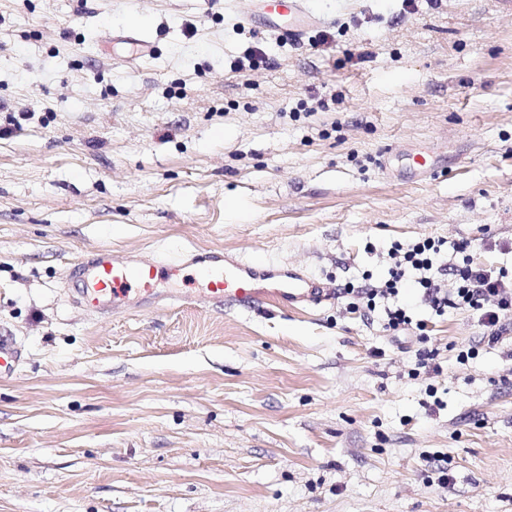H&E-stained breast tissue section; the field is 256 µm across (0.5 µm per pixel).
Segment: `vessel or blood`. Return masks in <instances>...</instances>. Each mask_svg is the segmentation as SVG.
Returning <instances> with one entry per match:
<instances>
[{
  "label": "vessel or blood",
  "instance_id": "vessel-or-blood-1",
  "mask_svg": "<svg viewBox=\"0 0 512 512\" xmlns=\"http://www.w3.org/2000/svg\"><path fill=\"white\" fill-rule=\"evenodd\" d=\"M257 7L266 20L267 33L288 41H303L320 23L307 0H257ZM117 39L131 46L136 57L149 58L155 53L154 42L137 29L123 30ZM192 265L199 268L202 298L206 301L218 299L241 307L265 302L297 307L319 304L329 294L328 288L302 274L285 272L263 261L214 254L202 258L182 254L174 259L144 263L101 248L76 258L70 265L69 276L78 285V304L88 312L101 314L119 308L133 310L176 302V295L159 296L155 284L161 279L180 278ZM20 357V350L0 337L1 378L13 373Z\"/></svg>",
  "mask_w": 512,
  "mask_h": 512
}]
</instances>
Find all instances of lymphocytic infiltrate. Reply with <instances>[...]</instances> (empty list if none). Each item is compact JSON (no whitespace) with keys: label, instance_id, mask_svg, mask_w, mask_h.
Segmentation results:
<instances>
[{"label":"lymphocytic infiltrate","instance_id":"obj_1","mask_svg":"<svg viewBox=\"0 0 512 512\" xmlns=\"http://www.w3.org/2000/svg\"><path fill=\"white\" fill-rule=\"evenodd\" d=\"M442 246V241L431 239L395 244V263L385 280L378 287L354 290L356 304L375 309L377 299L398 296L400 288L411 281L421 290L424 304L436 315H444L450 309L469 310L485 328V342L496 344L506 330V319L512 317V275L475 263L469 242L463 241L454 245V260L448 265L457 286L454 292L444 291L435 274Z\"/></svg>","mask_w":512,"mask_h":512}]
</instances>
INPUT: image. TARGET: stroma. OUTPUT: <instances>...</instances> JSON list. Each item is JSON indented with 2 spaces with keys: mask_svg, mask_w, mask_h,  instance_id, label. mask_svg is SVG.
I'll return each mask as SVG.
<instances>
[{
  "mask_svg": "<svg viewBox=\"0 0 512 512\" xmlns=\"http://www.w3.org/2000/svg\"><path fill=\"white\" fill-rule=\"evenodd\" d=\"M309 5L326 49L256 32L253 0H0V512H512V328L419 306L422 344L341 296L396 242L512 273V0ZM97 248L331 294L201 303L190 269L174 307L91 314L67 277ZM423 348L442 370L411 377ZM116 39L131 46L137 58H150L155 53V43L144 37L141 31L135 28L122 30L118 33ZM21 357L20 350L8 340L0 336V377L13 373Z\"/></svg>",
  "mask_w": 512,
  "mask_h": 512,
  "instance_id": "obj_1",
  "label": "stroma"
}]
</instances>
